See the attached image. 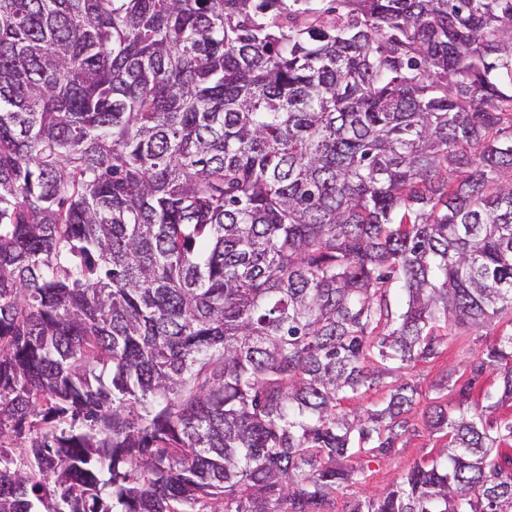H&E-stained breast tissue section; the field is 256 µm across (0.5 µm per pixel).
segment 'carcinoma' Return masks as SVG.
<instances>
[{
    "label": "carcinoma",
    "mask_w": 512,
    "mask_h": 512,
    "mask_svg": "<svg viewBox=\"0 0 512 512\" xmlns=\"http://www.w3.org/2000/svg\"><path fill=\"white\" fill-rule=\"evenodd\" d=\"M511 86L512 0H0V512H328L512 316ZM467 368L350 512H512ZM506 321L507 317L494 318L489 323V327L482 332H475L466 327H453L452 331H448V340L440 347L438 354L434 358L418 361L408 371L422 392L423 402L426 403L429 399L440 396L437 393V386L448 373L449 367L457 366L460 372L455 378L459 377L464 371L466 361L478 355L480 350L492 342L497 334L510 330L511 325ZM486 332L487 336H485ZM424 404V403H423ZM423 404L420 409L410 417L411 432L403 438V445L398 443L389 454L378 455L359 463L352 462L354 466L363 465L365 472L363 483L349 487L336 494L334 509L332 512H346L348 505L366 493L381 491L390 487L416 463L428 461L435 457L440 446L445 442L440 434H433L422 416ZM361 462V463H360Z\"/></svg>",
    "instance_id": "1"
}]
</instances>
